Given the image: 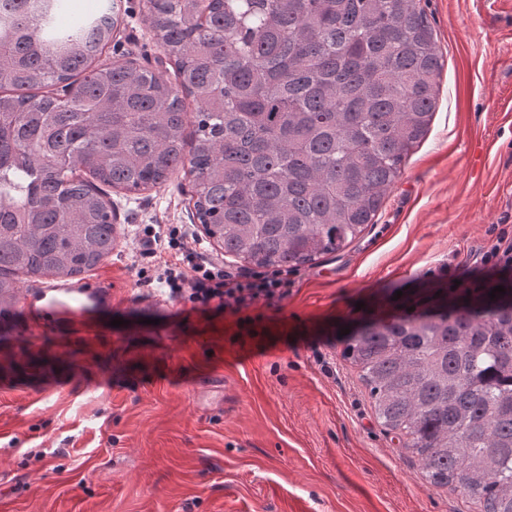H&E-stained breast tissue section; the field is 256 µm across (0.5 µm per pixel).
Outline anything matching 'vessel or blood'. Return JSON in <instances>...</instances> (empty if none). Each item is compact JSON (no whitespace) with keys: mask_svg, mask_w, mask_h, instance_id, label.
Returning <instances> with one entry per match:
<instances>
[{"mask_svg":"<svg viewBox=\"0 0 512 512\" xmlns=\"http://www.w3.org/2000/svg\"><path fill=\"white\" fill-rule=\"evenodd\" d=\"M25 299L35 309L38 324L51 322L65 328L108 305L112 295L107 285L87 279L46 285L26 292Z\"/></svg>","mask_w":512,"mask_h":512,"instance_id":"b4317fda","label":"vessel or blood"}]
</instances>
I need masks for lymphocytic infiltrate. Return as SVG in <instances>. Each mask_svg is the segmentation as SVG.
<instances>
[{
  "label": "lymphocytic infiltrate",
  "instance_id": "obj_1",
  "mask_svg": "<svg viewBox=\"0 0 512 512\" xmlns=\"http://www.w3.org/2000/svg\"><path fill=\"white\" fill-rule=\"evenodd\" d=\"M143 234L139 257L144 264L136 271L138 285L162 284L170 298L191 303L193 311L223 310L238 315L241 327L247 328L254 323L246 314L249 307L260 302L270 305L288 295L287 272L228 271L223 260L187 247L183 225L147 224Z\"/></svg>",
  "mask_w": 512,
  "mask_h": 512
}]
</instances>
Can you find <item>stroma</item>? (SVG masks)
<instances>
[{"label": "stroma", "mask_w": 512, "mask_h": 512, "mask_svg": "<svg viewBox=\"0 0 512 512\" xmlns=\"http://www.w3.org/2000/svg\"><path fill=\"white\" fill-rule=\"evenodd\" d=\"M100 65L173 78L146 0H114ZM445 59L426 138L375 224L343 251L289 270L288 296L250 308L256 333L221 311L185 314L136 284L145 224H185L221 253L177 170L146 191L109 192L122 233L90 271L112 305L75 335L23 309L0 371V512H480L427 482L377 422L338 331L394 288L469 287L512 241V0H422ZM119 327H112V320Z\"/></svg>", "instance_id": "obj_1"}]
</instances>
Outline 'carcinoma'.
<instances>
[{
    "mask_svg": "<svg viewBox=\"0 0 512 512\" xmlns=\"http://www.w3.org/2000/svg\"><path fill=\"white\" fill-rule=\"evenodd\" d=\"M65 8L0 0V343L21 277L68 281L118 247L103 187L155 188L187 161L225 254L312 264L376 223L436 108L444 60L421 0H148L172 82L96 64L112 5L67 28ZM399 307L344 336L376 419L432 485L512 512V276Z\"/></svg>",
    "mask_w": 512,
    "mask_h": 512,
    "instance_id": "cac0c4a2",
    "label": "carcinoma"
}]
</instances>
